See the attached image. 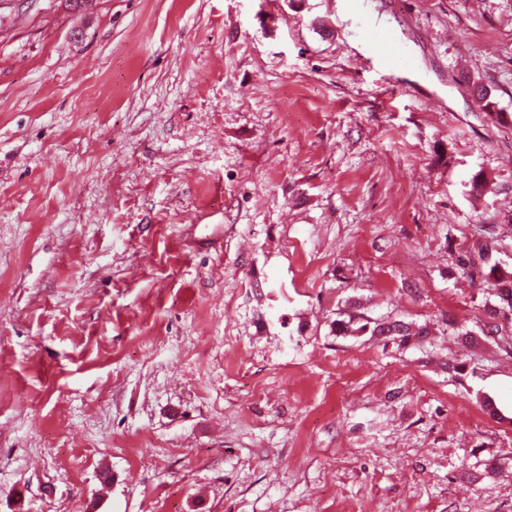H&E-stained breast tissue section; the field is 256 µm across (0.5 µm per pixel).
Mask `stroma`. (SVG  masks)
I'll list each match as a JSON object with an SVG mask.
<instances>
[{
	"label": "stroma",
	"mask_w": 512,
	"mask_h": 512,
	"mask_svg": "<svg viewBox=\"0 0 512 512\" xmlns=\"http://www.w3.org/2000/svg\"><path fill=\"white\" fill-rule=\"evenodd\" d=\"M494 264L512 0H0V512H512ZM367 46L374 51L377 59L386 68H394L404 63L402 55L391 46L388 38L381 34L367 36ZM374 324L370 330L371 336H377L386 345L388 342L397 343L399 346L405 345L412 337L421 342L429 335L426 326H418L413 330L411 324L402 320H383Z\"/></svg>",
	"instance_id": "35a3bbf8"
}]
</instances>
